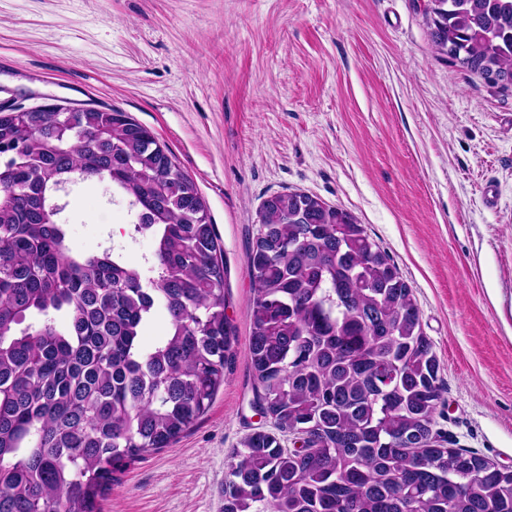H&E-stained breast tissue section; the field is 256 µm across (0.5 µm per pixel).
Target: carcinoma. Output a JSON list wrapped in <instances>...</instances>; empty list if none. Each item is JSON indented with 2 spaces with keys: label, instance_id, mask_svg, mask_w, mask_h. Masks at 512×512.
Returning a JSON list of instances; mask_svg holds the SVG:
<instances>
[{
  "label": "carcinoma",
  "instance_id": "1",
  "mask_svg": "<svg viewBox=\"0 0 512 512\" xmlns=\"http://www.w3.org/2000/svg\"><path fill=\"white\" fill-rule=\"evenodd\" d=\"M448 63L512 86V0H430ZM107 182L153 235L149 273L68 243L59 194ZM248 254L255 431L222 512H512V471L433 431L440 364L411 288L349 211L267 197ZM194 181L128 113L0 108V512H99L113 472L166 448L224 384L235 328ZM163 338L142 333L158 308Z\"/></svg>",
  "mask_w": 512,
  "mask_h": 512
}]
</instances>
